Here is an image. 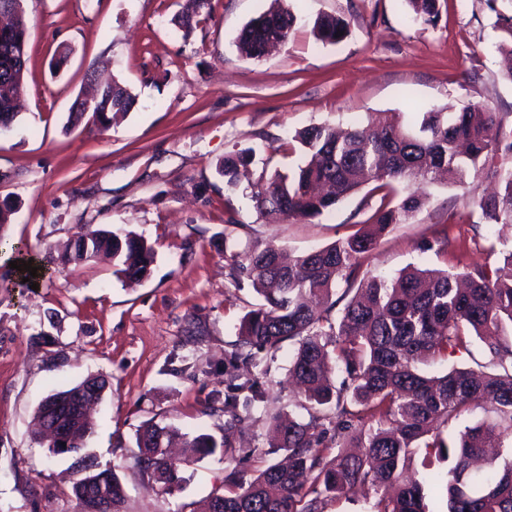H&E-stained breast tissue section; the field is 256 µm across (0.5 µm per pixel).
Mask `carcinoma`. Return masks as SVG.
I'll use <instances>...</instances> for the list:
<instances>
[{
	"instance_id": "obj_1",
	"label": "carcinoma",
	"mask_w": 512,
	"mask_h": 512,
	"mask_svg": "<svg viewBox=\"0 0 512 512\" xmlns=\"http://www.w3.org/2000/svg\"><path fill=\"white\" fill-rule=\"evenodd\" d=\"M410 18L432 23L439 0H406ZM12 18L0 29V125L19 115L24 84L27 25L22 0H0V13ZM280 18L292 34L296 17L285 8L266 11L239 32L237 48L249 59L261 52L254 39L267 16ZM508 42L499 49L512 56V16L498 15ZM349 31L340 15L317 19L313 33L325 43ZM136 96L114 80L85 106L71 108L73 121L87 112L108 126L127 113ZM302 157L291 173H273L256 197V207L274 219L322 215L366 186L379 195L369 222L323 248L303 252L286 263L272 245L248 247L232 255L234 286L245 280L261 295L240 321L238 338L224 351L226 384L220 411L224 429H249L252 411L264 399L253 370L283 343L294 345L289 373L304 395L308 418L277 421L268 447L288 455L286 466L269 463L245 480L241 461L253 449L235 447L210 434L184 436L192 458L224 449V492L209 498L207 512H326L329 502L357 486L375 496L371 512H431L423 487L405 479L417 453L430 465L452 462L431 483L446 499V512H512V460L502 471H477L472 462L512 437V248L501 251V269L471 272L410 268L388 281L363 269V259L393 224H405L427 202L422 186L444 180L465 187L468 178L488 173L499 189L478 200L487 224L512 226V128L495 112L448 103L410 120L393 113L367 131L337 132L329 124L296 132ZM247 162L230 154L218 167L233 186ZM75 261L110 253L118 272L129 279L145 275L154 251L131 232L119 237L88 228L67 245ZM354 292L342 308L330 300L336 285ZM485 343L486 361L477 368L453 367L427 375L421 360L446 361L472 338ZM482 409L493 423L466 425L456 436L442 428L457 425ZM174 430L148 423L137 437L138 463L168 489L181 482L167 448Z\"/></svg>"
}]
</instances>
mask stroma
<instances>
[{"label": "stroma", "mask_w": 512, "mask_h": 512, "mask_svg": "<svg viewBox=\"0 0 512 512\" xmlns=\"http://www.w3.org/2000/svg\"><path fill=\"white\" fill-rule=\"evenodd\" d=\"M185 2L23 0L21 110L0 134V201L12 208L0 235V512H79L71 458L50 456L32 428L42 400L91 375L108 388L83 452L93 472L119 476L123 512H201L223 488L218 452L178 460L182 483L162 489L137 465L136 436L148 423L222 435L224 351L260 301L251 285H231V254L253 244L288 253L324 247L372 214L365 190L311 220L260 213L255 196L267 178L298 161L296 131L449 102L512 122L495 26L512 16V0H440L432 24L410 20L405 0H285L294 33L259 60L242 57L236 39L272 0H211L209 16L189 30L180 24ZM326 14L349 22L339 43L313 35ZM92 65L130 88L137 104L107 127L88 115L69 125ZM241 151L249 161L238 185L226 186L218 166ZM492 186L483 176L467 192L427 185V205L381 239L365 269L390 279L410 265L499 266L501 230L483 225L473 203ZM86 227L142 235L154 249L149 275L126 279L108 259L66 261L61 245ZM15 246L48 260L36 285L11 269ZM292 352L283 346L268 361L246 476L268 462L275 418L306 415L288 378Z\"/></svg>", "instance_id": "stroma-1"}]
</instances>
